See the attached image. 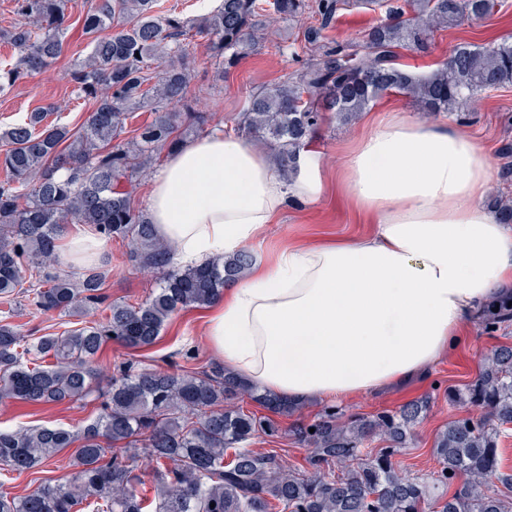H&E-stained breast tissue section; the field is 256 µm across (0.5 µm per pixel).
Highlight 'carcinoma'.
Returning <instances> with one entry per match:
<instances>
[{
  "label": "carcinoma",
  "instance_id": "carcinoma-1",
  "mask_svg": "<svg viewBox=\"0 0 512 512\" xmlns=\"http://www.w3.org/2000/svg\"><path fill=\"white\" fill-rule=\"evenodd\" d=\"M347 0H220L211 12L187 17L162 10L159 0H96L81 20L91 37L88 58L66 79L72 94L92 104L74 131L47 123L38 108L0 132V399L56 404L102 393L100 413L78 433L61 427L0 430V471L21 475L46 466L79 443L73 472L41 482L24 495L0 493V512H512V470L505 471L501 438L512 429V343L487 352L475 378L448 391L459 415L434 440L439 469L427 480L400 468L396 456L413 444L414 429L431 410V396L395 411L346 415L328 406L317 419L297 421L288 435L311 449L306 467L290 469L275 451L250 448L278 428L238 406L247 394L274 413L297 408L246 386L221 364L199 371L138 370L123 366L106 386L96 357L112 339L131 348L153 345L177 311L211 305L224 286L251 265L243 251L205 266L172 267L171 245L160 240L129 186L153 168L162 151L179 149L210 122L196 109L189 59L193 40L207 42L224 74L255 52L270 25L311 10L320 27L305 33L315 44ZM496 0H404L364 35L362 50L328 47L297 73L255 89L237 131L269 141L280 175L295 170L325 113L352 125L377 98L396 93L423 114L456 112L475 97L512 87V42L463 44L446 63L419 75L392 62L393 48L419 51L436 29L491 14ZM24 22L1 30L17 51L0 69V92L56 64L68 29L66 0H15ZM154 118L131 130L132 112ZM499 178L512 183V141L502 144ZM491 208L512 224V201L494 195ZM67 224H89L105 240L128 242L130 260L160 275L145 301L108 305L106 322L39 336L27 344L10 321L16 299L32 313L89 314L103 300L105 276L75 280L60 271L59 237ZM512 288L495 295L475 319L493 335L512 326ZM314 432H309V429ZM381 447L372 448L373 442ZM153 464L156 494L140 495L143 459ZM500 484L503 491L490 490ZM215 507H210V504Z\"/></svg>",
  "mask_w": 512,
  "mask_h": 512
}]
</instances>
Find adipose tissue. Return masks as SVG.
Listing matches in <instances>:
<instances>
[{"label":"adipose tissue","instance_id":"adipose-tissue-1","mask_svg":"<svg viewBox=\"0 0 512 512\" xmlns=\"http://www.w3.org/2000/svg\"><path fill=\"white\" fill-rule=\"evenodd\" d=\"M296 164L284 182L264 151L219 132L171 153L145 193L172 263L251 253L206 320L210 350L245 383L293 404L378 393L429 369L512 286V226L483 205L492 167L470 136L382 113L340 168L372 232L271 255L259 240L287 198L325 190L321 154Z\"/></svg>","mask_w":512,"mask_h":512}]
</instances>
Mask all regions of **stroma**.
<instances>
[{"instance_id":"obj_1","label":"stroma","mask_w":512,"mask_h":512,"mask_svg":"<svg viewBox=\"0 0 512 512\" xmlns=\"http://www.w3.org/2000/svg\"><path fill=\"white\" fill-rule=\"evenodd\" d=\"M95 0H67V13L72 23L67 30L63 55L51 69L35 75L9 91L0 93V130L23 120L33 109L51 104L58 110L51 114L53 122L80 127L90 105L75 99L65 73L78 61L86 59L92 45L77 23ZM382 15L352 0L336 15L328 28H321L317 15L304 14L294 20H280L270 26L267 38L259 50L242 59L235 69L218 77L205 46L194 51L195 78L193 87L204 111L213 115V128L231 127L239 120L255 87L278 81L280 77L300 69L304 60L315 55L316 48L305 45L303 34L310 28H321L324 42H334L349 48L360 44L367 29ZM512 37V0H498L493 14L479 19L468 18L458 26L435 32L427 52L420 53L404 47L396 48L397 63L426 74L436 69L457 45H487ZM299 45L298 57H291L290 45ZM436 122L454 127L473 137L486 151L492 166H500L498 150L504 140L512 141V88L482 94L460 112L437 114ZM362 130L361 123L349 126L338 122L334 114H327L316 140L326 162L325 190L316 203L288 199L279 224L273 225L263 245L274 249L279 245L309 243L325 237H351L369 233L372 229L364 217L340 192L336 184V169L343 151ZM129 248L121 240L109 242L105 253L93 263L94 269L106 275L104 293L106 303L90 311V320L105 322L107 302L122 300L131 304L141 302L157 288L158 282L140 272L128 257ZM203 308H185L175 313L163 327L156 343L145 350L133 351L115 341H107L99 357V364L107 372H116L119 366L131 363L138 368L169 371L188 370L214 362L204 336ZM502 334H483L476 323H469L461 341L448 349L434 363L425 376L393 387L390 390L357 397L347 401L343 409L349 414L393 410L404 403L430 394L436 402L432 411L415 427L411 448L398 457L399 463L423 477H431L438 465L431 453L437 431L455 416L444 395L448 390L463 387L476 375L481 360L491 348L503 343ZM99 404L93 399L61 405H31L0 401V429L20 426H61L79 431L97 414ZM74 449L61 451L48 465L32 473L0 478V491L23 495L32 491L41 481L70 476V460Z\"/></svg>"}]
</instances>
